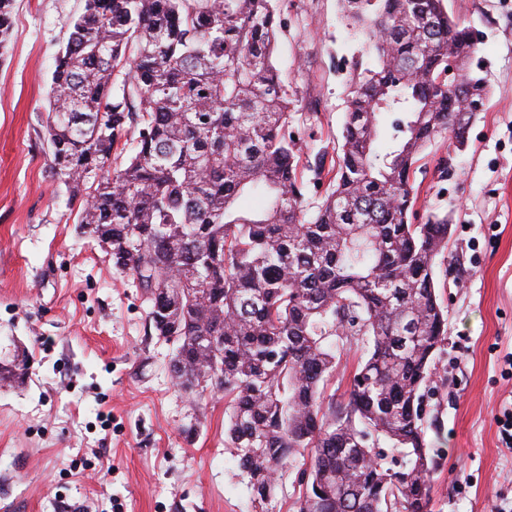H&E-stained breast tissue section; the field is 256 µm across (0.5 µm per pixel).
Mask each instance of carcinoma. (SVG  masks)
Instances as JSON below:
<instances>
[{
	"label": "carcinoma",
	"mask_w": 512,
	"mask_h": 512,
	"mask_svg": "<svg viewBox=\"0 0 512 512\" xmlns=\"http://www.w3.org/2000/svg\"><path fill=\"white\" fill-rule=\"evenodd\" d=\"M14 2L0 0L1 51ZM273 2L84 0L51 77L52 177L83 198L81 230L112 244L155 334L175 337L177 385H219L254 502L298 463L312 473L293 512H432L423 403L449 224L411 223L413 176L435 138L465 144L468 87L488 94L473 30L443 0H340L360 61L335 184L310 215ZM253 194L264 206L241 208ZM336 336L367 344L339 405L321 387Z\"/></svg>",
	"instance_id": "obj_1"
}]
</instances>
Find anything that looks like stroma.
Masks as SVG:
<instances>
[{"label":"stroma","mask_w":512,"mask_h":512,"mask_svg":"<svg viewBox=\"0 0 512 512\" xmlns=\"http://www.w3.org/2000/svg\"><path fill=\"white\" fill-rule=\"evenodd\" d=\"M471 26L491 93L467 146L425 150L413 221L447 216L434 267L447 339L425 396L433 512H512V0H444ZM83 0H16L0 55V512H291L298 465L256 507L224 446V397L188 398L168 371L129 275L77 230L81 199L50 176L45 138L55 58ZM275 66L294 99L301 160L334 164L358 40L338 0H275Z\"/></svg>","instance_id":"stroma-1"}]
</instances>
